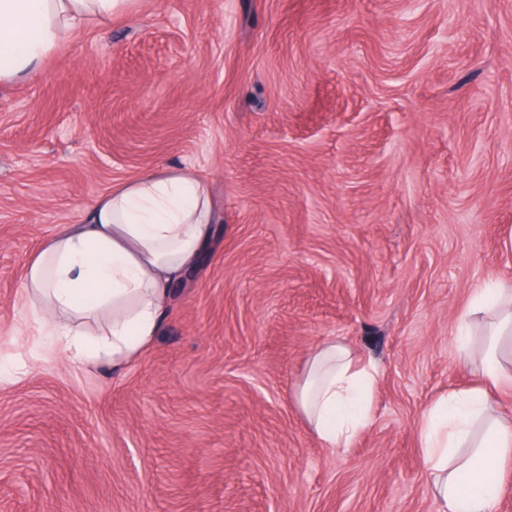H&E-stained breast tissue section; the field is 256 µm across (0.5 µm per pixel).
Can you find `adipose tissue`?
I'll list each match as a JSON object with an SVG mask.
<instances>
[{
    "label": "adipose tissue",
    "mask_w": 512,
    "mask_h": 512,
    "mask_svg": "<svg viewBox=\"0 0 512 512\" xmlns=\"http://www.w3.org/2000/svg\"><path fill=\"white\" fill-rule=\"evenodd\" d=\"M123 0H0V83L37 72L92 21ZM216 219L209 186L171 166L123 182L43 243L26 266L23 294L52 351L71 360L137 358L161 327L172 285L193 272ZM456 353L480 365V382L451 391L422 414L420 442L438 512H495L512 466V421L492 392L512 384V281L477 289ZM104 319L97 334L85 322ZM377 367L344 344L308 357L295 400L326 447L345 448L371 423Z\"/></svg>",
    "instance_id": "adipose-tissue-1"
}]
</instances>
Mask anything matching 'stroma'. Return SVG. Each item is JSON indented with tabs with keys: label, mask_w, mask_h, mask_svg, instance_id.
I'll list each match as a JSON object with an SVG mask.
<instances>
[{
	"label": "stroma",
	"mask_w": 512,
	"mask_h": 512,
	"mask_svg": "<svg viewBox=\"0 0 512 512\" xmlns=\"http://www.w3.org/2000/svg\"><path fill=\"white\" fill-rule=\"evenodd\" d=\"M174 165L218 220L149 347L45 352L30 258ZM511 233L512 0H130L0 86V512H435L421 414ZM329 338L380 369L336 450L294 398Z\"/></svg>",
	"instance_id": "obj_1"
}]
</instances>
